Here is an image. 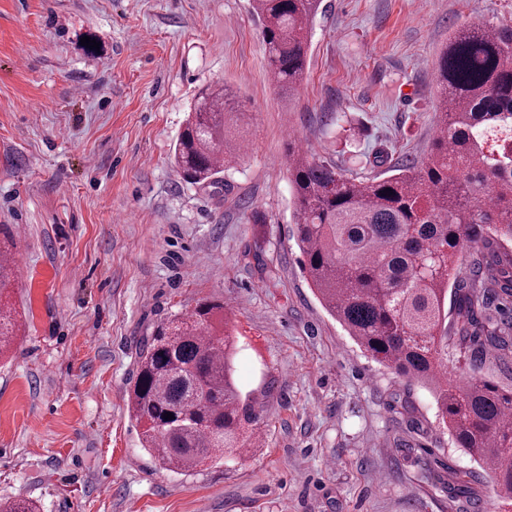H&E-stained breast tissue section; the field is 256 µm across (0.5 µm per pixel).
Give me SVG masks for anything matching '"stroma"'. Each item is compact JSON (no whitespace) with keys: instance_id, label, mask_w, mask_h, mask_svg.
<instances>
[{"instance_id":"1","label":"stroma","mask_w":512,"mask_h":512,"mask_svg":"<svg viewBox=\"0 0 512 512\" xmlns=\"http://www.w3.org/2000/svg\"><path fill=\"white\" fill-rule=\"evenodd\" d=\"M305 78L281 96L250 0H0V247L23 258L0 356V501L38 512H497L431 393L320 304L293 238L290 149L373 174L422 161L435 63L512 0H323ZM100 48L88 52L82 37ZM237 95L247 141L213 185L173 148L198 90ZM223 304L256 399L243 459L160 469L128 412L156 325Z\"/></svg>"}]
</instances>
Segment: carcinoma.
<instances>
[{
    "instance_id": "carcinoma-1",
    "label": "carcinoma",
    "mask_w": 512,
    "mask_h": 512,
    "mask_svg": "<svg viewBox=\"0 0 512 512\" xmlns=\"http://www.w3.org/2000/svg\"><path fill=\"white\" fill-rule=\"evenodd\" d=\"M322 0H252L268 67L293 96L307 65L308 30ZM436 134L429 157L359 176L292 152L290 176L303 271L321 305L364 351L427 387L457 447L487 467L512 512V389L484 378L488 354L512 370V322L489 310L512 297V27L455 31L437 59ZM228 89L202 87L174 146L189 184L211 185L236 163L242 113ZM476 250L469 277L460 254ZM14 263L0 249V353L20 324L3 301ZM453 309H448V300ZM223 306L201 301L157 327L140 353L128 407L159 467L189 472L255 445L256 401L233 377L236 345ZM467 355L466 383L448 381L450 351ZM170 412L172 419L164 418ZM0 512H37L29 499Z\"/></svg>"
}]
</instances>
